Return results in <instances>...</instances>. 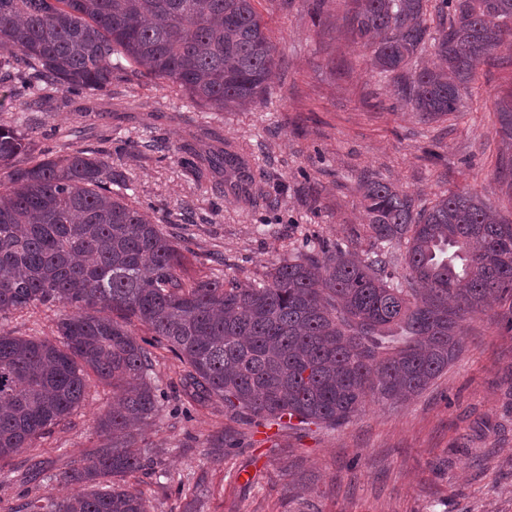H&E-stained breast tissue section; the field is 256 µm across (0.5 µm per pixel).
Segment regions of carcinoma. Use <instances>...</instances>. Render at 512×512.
Returning a JSON list of instances; mask_svg holds the SVG:
<instances>
[{"label":"carcinoma","instance_id":"carcinoma-1","mask_svg":"<svg viewBox=\"0 0 512 512\" xmlns=\"http://www.w3.org/2000/svg\"><path fill=\"white\" fill-rule=\"evenodd\" d=\"M434 10V37L429 0H348L345 20L395 99L439 118L459 110L478 63L512 36V0H438ZM430 40L442 66L411 72ZM276 66L254 0H0V81L21 78L25 112L55 93L141 78L212 112L240 109L263 103ZM208 165L256 184L233 149ZM0 169V314L69 309L54 342L0 333V458L77 411L90 376L119 389L97 423L102 445L54 475L78 493L15 512H150L125 478L154 465L131 429L161 408L157 348L183 366L196 402L218 399L249 424L336 427L369 397L396 403L425 389L461 352L460 321L491 298L512 299V223L467 193L418 207L363 181L371 237L405 245L401 281L387 252L361 258L336 243L244 287L185 277L171 235L112 189L102 151L50 158L0 123Z\"/></svg>","mask_w":512,"mask_h":512}]
</instances>
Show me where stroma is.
<instances>
[{"mask_svg": "<svg viewBox=\"0 0 512 512\" xmlns=\"http://www.w3.org/2000/svg\"><path fill=\"white\" fill-rule=\"evenodd\" d=\"M279 51L263 104L211 112L146 81L111 93H61L24 112L0 89V122L26 130L36 149L104 150L128 193L173 235L192 277L253 285L319 242L365 254L372 245L360 191L369 175L429 206L443 194L478 195L512 222V142L499 111L512 104V37L479 63L458 112L428 119L395 102L388 80L346 31L344 0L321 22L311 0H255ZM236 147L259 191L235 193L223 170L195 177L181 163ZM512 303L466 318L464 349L406 402L367 401L336 428L254 427L221 401H193L180 363L156 350L164 395L139 438L160 463L137 475L151 512H512ZM62 307L0 316V332L56 340ZM112 389L90 379L84 405L35 441L0 459V512L21 498L70 494L54 475L98 448L99 415ZM44 479L30 482L31 466ZM209 494L191 502L189 490Z\"/></svg>", "mask_w": 512, "mask_h": 512, "instance_id": "1", "label": "stroma"}]
</instances>
